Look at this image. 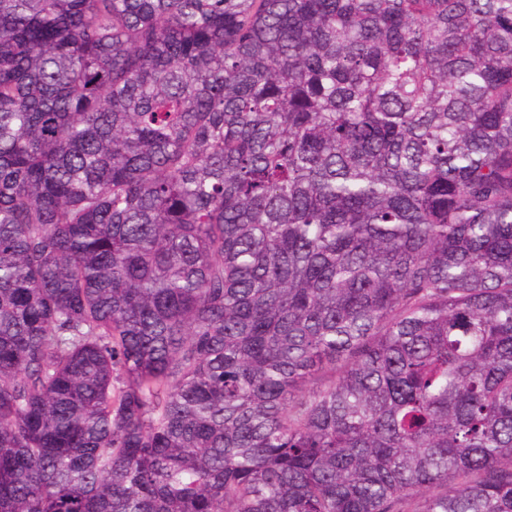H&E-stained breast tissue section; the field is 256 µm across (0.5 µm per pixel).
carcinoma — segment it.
Listing matches in <instances>:
<instances>
[{"label": "carcinoma", "mask_w": 512, "mask_h": 512, "mask_svg": "<svg viewBox=\"0 0 512 512\" xmlns=\"http://www.w3.org/2000/svg\"><path fill=\"white\" fill-rule=\"evenodd\" d=\"M0 512H512V0H0Z\"/></svg>", "instance_id": "obj_1"}]
</instances>
